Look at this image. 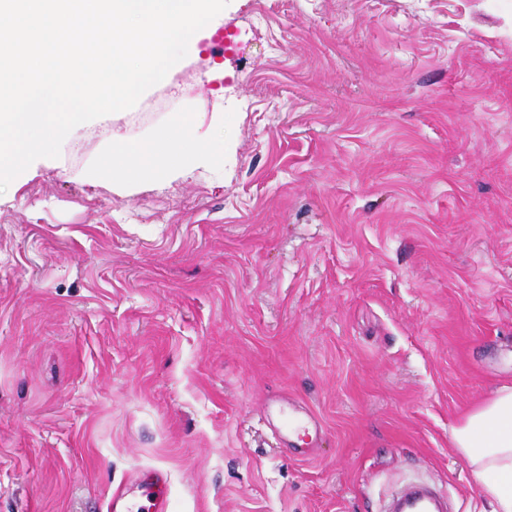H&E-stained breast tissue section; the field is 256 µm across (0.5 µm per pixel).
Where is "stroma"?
I'll use <instances>...</instances> for the list:
<instances>
[{"mask_svg": "<svg viewBox=\"0 0 512 512\" xmlns=\"http://www.w3.org/2000/svg\"><path fill=\"white\" fill-rule=\"evenodd\" d=\"M225 113L224 160L118 190V133ZM512 384V0H231L137 104L0 194V512L486 502L452 428ZM314 412L298 461L276 429ZM380 512H448V496L435 484L412 480L390 490Z\"/></svg>", "mask_w": 512, "mask_h": 512, "instance_id": "1", "label": "stroma"}]
</instances>
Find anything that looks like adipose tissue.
Wrapping results in <instances>:
<instances>
[{
  "mask_svg": "<svg viewBox=\"0 0 512 512\" xmlns=\"http://www.w3.org/2000/svg\"><path fill=\"white\" fill-rule=\"evenodd\" d=\"M223 146L201 132L193 113L179 112L151 136L131 143L112 138V148L99 160V172L113 182L135 185L169 179L194 164L223 159ZM454 448L466 460L490 512H512V385L500 386L476 404L452 428Z\"/></svg>",
  "mask_w": 512,
  "mask_h": 512,
  "instance_id": "adipose-tissue-1",
  "label": "adipose tissue"
}]
</instances>
